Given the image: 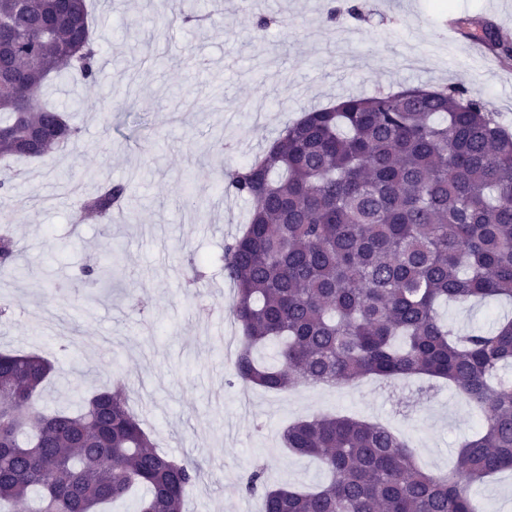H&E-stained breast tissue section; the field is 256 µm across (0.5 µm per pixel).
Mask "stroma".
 I'll list each match as a JSON object with an SVG mask.
<instances>
[{
  "label": "stroma",
  "mask_w": 512,
  "mask_h": 512,
  "mask_svg": "<svg viewBox=\"0 0 512 512\" xmlns=\"http://www.w3.org/2000/svg\"><path fill=\"white\" fill-rule=\"evenodd\" d=\"M214 21L173 23L178 0H92L104 62L97 82L55 79L49 96L81 129L74 152L16 160L0 224L25 250L22 274L0 277V351L36 352L54 366L41 403L77 409L95 388L122 379L160 452L202 462L184 512H261L241 493L254 465L269 486L310 489L325 478L281 434L315 412L381 422L415 448L419 465L450 467L480 419L442 388L411 378L371 379L336 394L234 382L239 328L229 316L224 243L250 203L224 193V174L314 107L352 94L406 87L461 88L512 131V61L478 46L448 20L493 22L512 40V0H219ZM358 16H350L349 8ZM259 15L276 22L257 34ZM126 183L130 204L111 229L74 223L71 185L93 193ZM118 250L125 275L88 288L81 267ZM65 285L58 293L57 285ZM480 512H512V472L474 493Z\"/></svg>",
  "instance_id": "1"
}]
</instances>
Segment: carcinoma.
Returning a JSON list of instances; mask_svg holds the SVG:
<instances>
[{
	"label": "carcinoma",
	"mask_w": 512,
	"mask_h": 512,
	"mask_svg": "<svg viewBox=\"0 0 512 512\" xmlns=\"http://www.w3.org/2000/svg\"><path fill=\"white\" fill-rule=\"evenodd\" d=\"M0 0V35L14 47L16 82L0 87V157L38 159L77 142L60 109L37 102L50 76L96 81L100 47L87 0ZM55 20L44 30L40 21ZM474 37L505 58L512 41L483 23ZM58 127L36 153L21 144ZM224 193L252 203L241 234L224 244L230 313L240 329L234 377L281 391L372 376H426L461 392L483 421L459 444L450 471L432 474L387 428L319 414L282 434L286 448L318 458L327 480L311 490L270 487L264 467L242 483L264 512H476L472 488L512 468V318L456 332L441 303L512 301V134L478 100L446 90L348 96L287 126L268 148L226 174ZM125 184L78 201L105 225L124 207ZM22 247L0 236V273ZM118 262L86 264L90 285L118 276ZM275 348L274 362L255 352ZM52 365L0 352V512H101L141 491L139 512H183L199 465L160 453L119 382L75 413L39 398Z\"/></svg>",
	"instance_id": "1"
}]
</instances>
